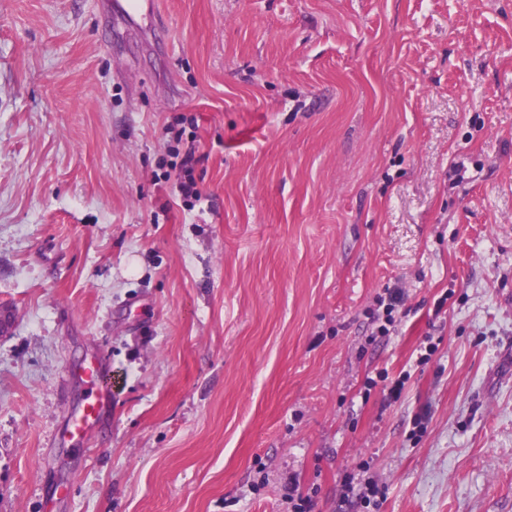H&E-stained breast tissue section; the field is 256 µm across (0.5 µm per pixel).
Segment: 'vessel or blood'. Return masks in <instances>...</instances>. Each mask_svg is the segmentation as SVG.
Listing matches in <instances>:
<instances>
[{"instance_id":"b4317fda","label":"vessel or blood","mask_w":512,"mask_h":512,"mask_svg":"<svg viewBox=\"0 0 512 512\" xmlns=\"http://www.w3.org/2000/svg\"><path fill=\"white\" fill-rule=\"evenodd\" d=\"M98 9L102 16L132 22L150 31L160 27L155 0H98ZM69 374L89 391L80 405L69 410L59 436L62 443L75 446L101 424L111 404L112 388L108 366L96 354L70 369Z\"/></svg>"}]
</instances>
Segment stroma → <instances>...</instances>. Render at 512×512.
I'll list each match as a JSON object with an SVG mask.
<instances>
[{"mask_svg":"<svg viewBox=\"0 0 512 512\" xmlns=\"http://www.w3.org/2000/svg\"><path fill=\"white\" fill-rule=\"evenodd\" d=\"M158 2L0 0V512H512V0ZM97 5L104 17L112 19L113 15L117 20L132 22L159 33V15L154 0H99ZM184 121H187V118L181 116L169 126L170 140L168 147L171 155L175 158L180 157L179 170L175 173V187L184 206L194 208L196 203L202 200V192L192 176L193 168L200 161V156L196 155L194 141L186 142L183 138L185 129L178 126L183 124ZM379 309L382 307V313H372V320L376 326V335L374 336H387L394 327L396 322V315L399 313L400 307L405 303V292L402 288H385L384 296L378 297ZM71 376L76 377L89 391L80 405L69 410L59 436L62 443L75 446L101 424L111 404L112 388L108 365L97 354L68 370L67 377ZM381 494L378 486L372 481L371 478H366L363 482L354 483V477L349 476L340 486L339 499L341 502H352L355 498L360 502L370 505L371 500L377 503L374 499Z\"/></svg>","mask_w":512,"mask_h":512,"instance_id":"stroma-1","label":"stroma"}]
</instances>
